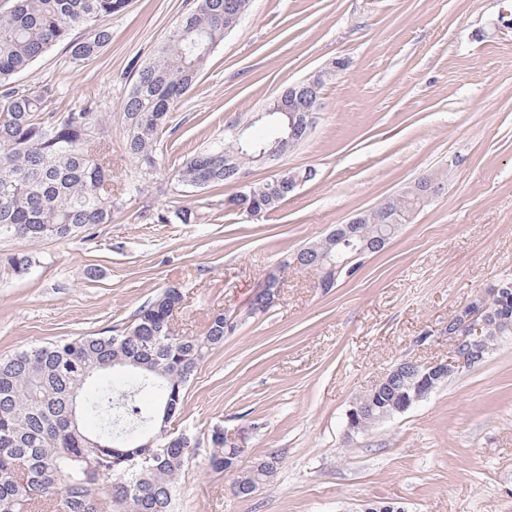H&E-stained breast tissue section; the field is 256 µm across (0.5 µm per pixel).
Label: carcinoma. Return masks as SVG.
<instances>
[{
  "instance_id": "1",
  "label": "carcinoma",
  "mask_w": 512,
  "mask_h": 512,
  "mask_svg": "<svg viewBox=\"0 0 512 512\" xmlns=\"http://www.w3.org/2000/svg\"><path fill=\"white\" fill-rule=\"evenodd\" d=\"M0 9V238L26 242L69 240L112 220V151L99 137L101 113L86 101L67 112L54 108L58 90L52 84L20 87L14 77L53 45L65 42L76 60H88L112 40L102 21L124 11L128 0H9ZM87 32L82 39L71 32ZM224 0H195L172 29L164 46L135 68L124 98L121 123L127 157L142 171L156 168L157 150L169 113L195 84L214 49L224 40ZM257 122L272 135L254 138L243 130L245 155L224 167V153L234 146L224 138L189 158L177 170L176 183L203 188L237 183L242 169L259 162V152L288 129L282 114ZM436 182L425 176L418 188L373 207L365 221L350 228L356 245L390 240L396 233L388 218L410 215L426 203L420 189ZM254 195L228 197L258 213L275 209L288 194L273 177L254 186ZM201 213L182 206L157 214L164 224H196ZM322 258L293 255L295 264L314 272L318 286L337 282L329 261L343 244L322 238L315 242ZM32 257L23 252L0 259V271L28 272ZM486 329L481 359L499 340L512 336V287L502 291ZM182 302L179 289L168 287L141 307L133 323L117 334L97 333L62 339L0 358V512H173L178 478L187 462L191 438L160 433L164 418L180 414L191 380L200 364L237 324L213 314L205 333L170 336L173 310ZM122 369L128 378L93 384L105 370ZM425 373L413 362L405 376L359 399L362 432L385 420L395 405L414 395ZM159 395L154 414L142 412L136 396ZM209 464L235 475L237 496H249L273 474L277 461L267 458L249 470L238 462L243 449L224 443V430L210 436Z\"/></svg>"
}]
</instances>
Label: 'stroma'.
<instances>
[{"label":"stroma","instance_id":"stroma-1","mask_svg":"<svg viewBox=\"0 0 512 512\" xmlns=\"http://www.w3.org/2000/svg\"><path fill=\"white\" fill-rule=\"evenodd\" d=\"M192 2L128 0L107 19L112 41L97 57L75 60L60 43L16 76L55 85L60 112L97 103L119 207L88 237L0 239V254L35 259L24 275L0 273V357L123 330L175 285L176 334L204 333L217 311L238 319L174 420L198 443L175 512H365L378 502L512 512V336L406 412L346 435L363 391L401 361L447 359L439 328L512 278V0H251L172 110L148 175L125 154L120 105L131 64L166 41ZM336 61L344 67L327 78L307 140L245 175L258 184L311 168L314 179L260 217L156 223L183 205L223 209L233 186L177 185V165ZM430 174L435 196L356 275L324 289L289 267L276 305L249 314L271 267ZM217 427L243 435L240 469L278 457L268 484L233 494V475L208 464Z\"/></svg>","mask_w":512,"mask_h":512}]
</instances>
